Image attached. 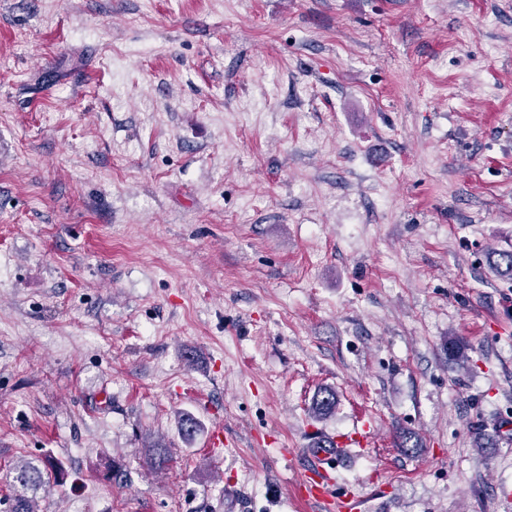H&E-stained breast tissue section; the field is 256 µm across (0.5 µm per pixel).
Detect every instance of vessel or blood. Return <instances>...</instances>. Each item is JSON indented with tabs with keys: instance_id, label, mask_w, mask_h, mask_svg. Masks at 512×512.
I'll return each instance as SVG.
<instances>
[{
	"instance_id": "vessel-or-blood-1",
	"label": "vessel or blood",
	"mask_w": 512,
	"mask_h": 512,
	"mask_svg": "<svg viewBox=\"0 0 512 512\" xmlns=\"http://www.w3.org/2000/svg\"><path fill=\"white\" fill-rule=\"evenodd\" d=\"M371 440V432L362 428L336 440L334 445L309 449L308 454L313 459L314 465L299 484L305 500L329 506L331 512H361L360 499L346 497L337 491L327 463L334 459L339 461L347 459L349 449L364 447Z\"/></svg>"
}]
</instances>
